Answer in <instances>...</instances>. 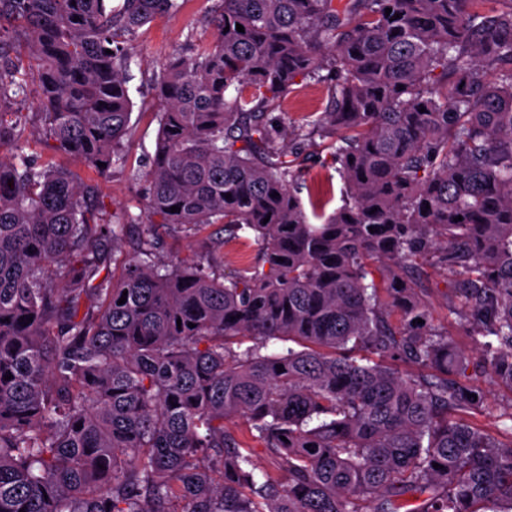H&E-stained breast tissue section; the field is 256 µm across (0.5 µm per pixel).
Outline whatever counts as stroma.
Returning a JSON list of instances; mask_svg holds the SVG:
<instances>
[{
	"instance_id": "obj_1",
	"label": "stroma",
	"mask_w": 512,
	"mask_h": 512,
	"mask_svg": "<svg viewBox=\"0 0 512 512\" xmlns=\"http://www.w3.org/2000/svg\"><path fill=\"white\" fill-rule=\"evenodd\" d=\"M216 3L217 0H186L180 12L157 16L135 33L131 41L133 60L128 83L134 107L130 120L132 131L127 142V167L113 168L108 177L101 178L88 166L56 152L50 143L35 138L29 141L27 155L39 161L68 167L83 182L97 184L110 211L140 214L144 200L141 186L133 179L132 173L147 166L155 151L159 125L153 109L149 107L155 78L170 59L191 55L195 44L212 39L213 29L209 18ZM327 105L325 85L301 78L279 98L274 115L279 120L281 132L285 134L278 145L296 152L305 186L332 184V203L337 206L345 193V183L337 173L322 137L309 135L300 146L292 138L297 128L305 125L309 118L325 112ZM155 235L162 244L158 259L163 263L205 259L222 263L224 272L230 273L243 263L255 260L260 252V245L254 237L226 240L223 227L219 224L211 225L198 234L174 232L159 225L155 228ZM411 267L414 279L424 290L433 324L447 329L462 348H471L472 343L464 325L448 312L450 274L441 267L421 260L413 261Z\"/></svg>"
}]
</instances>
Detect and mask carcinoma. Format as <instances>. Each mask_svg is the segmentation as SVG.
I'll return each instance as SVG.
<instances>
[{
	"instance_id": "cac0c4a2",
	"label": "carcinoma",
	"mask_w": 512,
	"mask_h": 512,
	"mask_svg": "<svg viewBox=\"0 0 512 512\" xmlns=\"http://www.w3.org/2000/svg\"><path fill=\"white\" fill-rule=\"evenodd\" d=\"M181 7L0 0V512H512V399L467 384L512 390V0H220L156 78L144 212L109 213L23 154L14 105L35 93L32 136L100 177L126 166L130 37ZM298 76L328 92V216L277 145ZM157 224L246 227L261 261L160 265ZM133 228L117 277L103 241ZM416 258L454 277L472 353L429 323Z\"/></svg>"
}]
</instances>
